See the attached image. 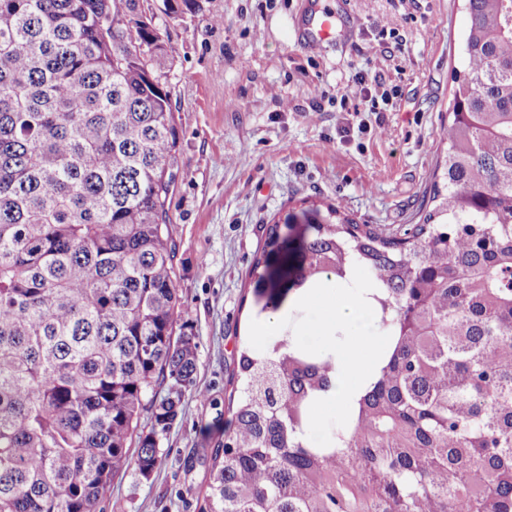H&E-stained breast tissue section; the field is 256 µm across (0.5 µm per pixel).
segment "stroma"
Wrapping results in <instances>:
<instances>
[{"label": "stroma", "mask_w": 512, "mask_h": 512, "mask_svg": "<svg viewBox=\"0 0 512 512\" xmlns=\"http://www.w3.org/2000/svg\"><path fill=\"white\" fill-rule=\"evenodd\" d=\"M302 0H197L167 11L139 0L176 48L162 73L179 131L169 197L175 286L195 338L197 372L147 478L116 476L101 512H198L210 452L224 439L228 380L257 308L249 271L265 228L309 206L400 234L431 209L452 99L451 73L470 25L465 0H350L353 40L298 47ZM392 106L361 117L336 94L383 50Z\"/></svg>", "instance_id": "obj_1"}]
</instances>
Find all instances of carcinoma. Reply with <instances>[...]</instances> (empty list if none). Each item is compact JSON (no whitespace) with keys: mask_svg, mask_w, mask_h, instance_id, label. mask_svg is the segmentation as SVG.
Returning a JSON list of instances; mask_svg holds the SVG:
<instances>
[{"mask_svg":"<svg viewBox=\"0 0 512 512\" xmlns=\"http://www.w3.org/2000/svg\"><path fill=\"white\" fill-rule=\"evenodd\" d=\"M467 2L436 206L402 237L306 208L289 247L293 288L367 270L384 365L319 446L331 360L290 329L241 349L199 512H512V0ZM174 53L137 0H0V512H99L115 476L161 464L194 383L179 132L149 67ZM251 278L279 310L268 253Z\"/></svg>","mask_w":512,"mask_h":512,"instance_id":"1","label":"carcinoma"}]
</instances>
